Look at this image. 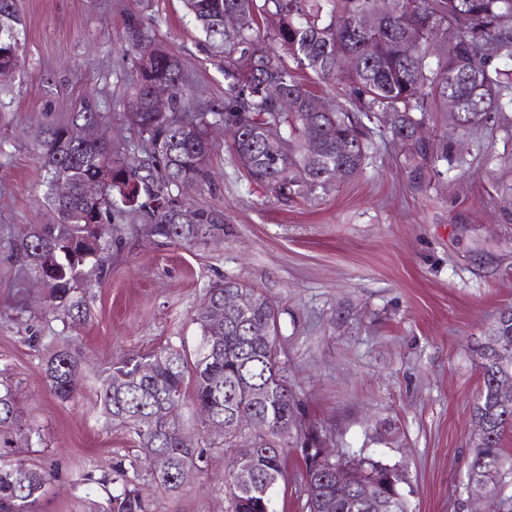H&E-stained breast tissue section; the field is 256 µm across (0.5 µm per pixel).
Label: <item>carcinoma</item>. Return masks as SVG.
Masks as SVG:
<instances>
[{
  "label": "carcinoma",
  "mask_w": 512,
  "mask_h": 512,
  "mask_svg": "<svg viewBox=\"0 0 512 512\" xmlns=\"http://www.w3.org/2000/svg\"><path fill=\"white\" fill-rule=\"evenodd\" d=\"M204 37L207 51L224 62V107L191 111L179 61L145 38L140 15H129L126 35L137 51V83L128 120L141 135L133 155L112 160V175L99 197L89 202L84 184L97 175L96 159L112 152L103 116L86 105L71 120L41 131L39 150L46 171V198L58 213L56 224H31L15 242L22 265L46 289V311L75 327L86 323L85 300L91 280L102 279L111 257L108 241L96 242L97 225L112 224L120 203L149 218L148 237L179 245L223 237L221 215L193 208L183 199L187 185L209 186L208 167L197 158L211 152L210 127L234 130L230 148L249 183L281 201L305 198L357 175L371 149L370 124L390 116L388 131L401 146L402 167L420 186L425 169L436 172L439 156L429 137L418 136L430 112H444L454 133L482 125L492 113L512 115V70L494 65L502 51H512V0H184ZM239 9L243 21L228 31L224 15ZM376 12L368 29L361 18ZM23 20L16 0H0V66L16 67ZM309 71L338 91L318 96L301 82ZM173 87L168 114L152 111L158 83ZM276 87L288 99L283 108L266 93ZM457 102L448 110V99ZM101 128L96 141H83L79 129ZM316 139L313 157L306 142ZM144 157H139V154ZM72 188L66 200L56 196L59 179ZM243 292L250 306L233 316L220 346L209 343L215 324L205 310L196 318L200 336L193 352L170 345L152 355L123 359L101 379L100 403L107 420L124 423L138 448L112 459V474L95 480L82 474L75 485L112 484L103 512H154L141 494L150 481L163 498L183 488L181 470L206 471V449L213 442L184 445L168 428L184 423L183 410L197 418L202 432L222 438L227 512H274L273 492L282 475L288 431L296 400L280 366L278 307L255 288L226 280L209 288L205 301L224 307V294ZM269 329L272 341H255ZM482 387L474 405L481 437L468 461V478L493 467L512 479V458L501 442L512 428V399L496 390L499 379L512 377V308L503 311L478 349ZM46 379L62 400L77 392L80 358L67 346H48ZM245 385H267L265 402L251 401ZM255 410L259 426L238 433L231 417ZM37 432L24 419L12 385L0 380V512H36L49 474L8 451L19 440L32 445ZM307 512H410L409 503L391 477L388 465L368 458L358 471L336 468L305 454ZM250 468L254 492L234 489L235 473ZM361 483L369 496L352 503L348 492Z\"/></svg>",
  "instance_id": "cac0c4a2"
}]
</instances>
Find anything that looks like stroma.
I'll list each match as a JSON object with an SVG mask.
<instances>
[{
	"label": "stroma",
	"instance_id": "1",
	"mask_svg": "<svg viewBox=\"0 0 512 512\" xmlns=\"http://www.w3.org/2000/svg\"><path fill=\"white\" fill-rule=\"evenodd\" d=\"M150 38L176 55L200 106L224 104V73L204 52L182 0H143ZM24 18L18 67L0 80V377L12 381L40 438L33 447L52 479L40 512H94L106 492L75 486L110 472L133 443L101 414L97 380L113 363L166 344L194 348L195 317L211 283L236 279L279 306L281 362L298 403L275 512H303V449L329 448L393 467L413 512H489L467 490L481 380L477 349L512 307V128L491 118L444 136V113L427 129L448 158L439 175L411 186L387 119L357 176L309 198L277 200L250 185L228 141L213 138V185L183 191L186 203L223 213V238L180 247L136 232L143 213L112 225L107 275L76 328L42 315V288L9 243L29 224H54L43 197L38 134L92 102L114 148L136 79L126 19L134 0H17ZM71 344L83 361L75 399L58 400L42 367L44 343ZM224 455L161 512H226Z\"/></svg>",
	"mask_w": 512,
	"mask_h": 512
}]
</instances>
